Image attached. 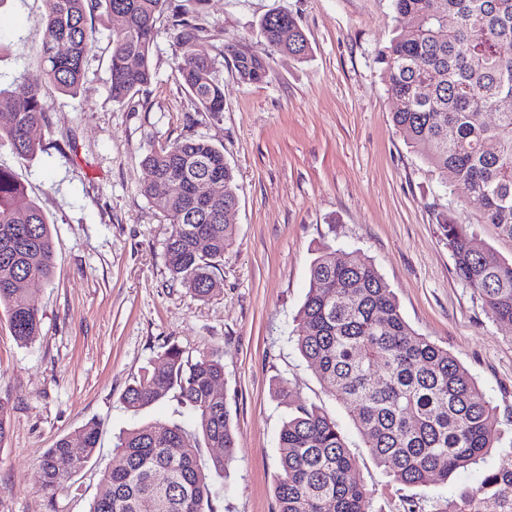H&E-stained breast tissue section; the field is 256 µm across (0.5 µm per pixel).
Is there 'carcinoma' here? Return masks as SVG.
I'll list each match as a JSON object with an SVG mask.
<instances>
[{
    "label": "carcinoma",
    "mask_w": 512,
    "mask_h": 512,
    "mask_svg": "<svg viewBox=\"0 0 512 512\" xmlns=\"http://www.w3.org/2000/svg\"><path fill=\"white\" fill-rule=\"evenodd\" d=\"M44 2V82L21 77L0 88V146L23 158L40 146L34 132L44 121L46 90L77 94L94 44L87 13L100 9L121 20L112 32L109 70L112 99L123 102L152 81L156 23L167 0ZM394 9L398 25L381 60L396 102V130L412 147L427 143L425 161L442 182L464 185L479 222L512 238V0H394ZM172 26L181 83L201 111H224L214 61L195 49L205 29L178 11ZM260 29L270 53L308 57V40L290 14H268ZM225 54L241 82L266 78L268 57L235 45ZM486 112L495 114L493 123L482 120ZM142 165L149 180L141 192L171 226L166 267L173 280L205 298L220 288L216 271L236 235L235 225L224 223V212L238 204L224 149L204 138L152 144ZM215 174L222 177L220 192L210 186ZM160 184L168 187L161 200ZM23 194L15 175L1 167L0 307L11 335L26 345L39 334L41 313L21 283L52 276L56 245L37 205L16 206ZM441 228L458 278L477 292L491 318L512 324V262L476 248L450 212ZM296 345L332 396L352 409L372 456L394 482H446L485 462L495 447L496 411L476 380L448 349L405 321L396 294L371 262L340 259L329 245L317 249ZM222 383L219 356L193 359L167 345L159 363L126 388L123 402L138 411L171 394L194 410L197 429L148 424L120 436L118 463L102 475L89 512H213L210 476H223L237 453ZM98 437L97 424L89 422L77 437L59 438L39 461L41 489L51 495L66 489L90 461ZM203 445L224 452L203 464ZM279 451L277 512H374L344 436L323 408L296 405L281 426ZM61 456L69 469L56 467ZM159 471L168 475L164 484L155 481ZM430 512H512V447L477 486L459 489Z\"/></svg>",
    "instance_id": "obj_1"
}]
</instances>
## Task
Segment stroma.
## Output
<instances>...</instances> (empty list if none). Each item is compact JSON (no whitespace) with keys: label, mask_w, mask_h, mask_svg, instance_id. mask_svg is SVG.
I'll return each mask as SVG.
<instances>
[{"label":"stroma","mask_w":512,"mask_h":512,"mask_svg":"<svg viewBox=\"0 0 512 512\" xmlns=\"http://www.w3.org/2000/svg\"><path fill=\"white\" fill-rule=\"evenodd\" d=\"M205 30L199 53L215 58L224 110L198 111L176 71L175 32L161 15L151 65L155 78L123 102L110 91L111 23L93 17L95 46L76 96L49 92L47 124L29 158L0 147V166L25 185L19 205L36 203L57 245L52 279L28 283L42 320L35 340L19 345L0 309V401L11 426L0 445V512H88L113 442L147 423L194 429V411L167 397L140 410L122 401L126 387L167 344L186 354L220 356L222 391L237 457L215 512H277L279 432L294 404L332 416L354 456L376 512H402L405 498L424 505L477 485L485 467L448 482L409 488L377 466L348 409L323 387L297 350L295 316L318 247L372 260L393 288L404 319L445 347L475 377L496 410V434L512 446V328L494 321L460 280L441 217L452 212L477 247L512 259V239L475 221L464 186H444L392 122L380 52L395 26L392 0H177ZM43 0H0V86L18 76L42 80L38 48ZM292 15L311 46L307 60L269 61L265 80L241 83L226 44L264 54L259 28L271 12ZM203 137L222 147L238 185L228 216L236 238L224 254L221 289L200 298L172 280L164 242L170 226L140 188L149 143ZM285 386L287 396L277 393ZM99 441L69 490L47 496L39 461L63 436L88 422Z\"/></svg>","instance_id":"obj_1"}]
</instances>
